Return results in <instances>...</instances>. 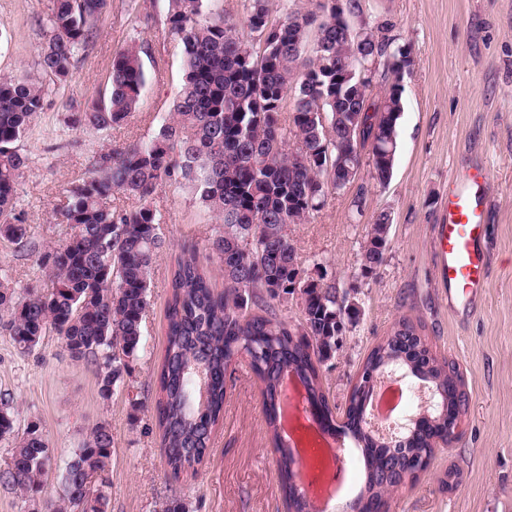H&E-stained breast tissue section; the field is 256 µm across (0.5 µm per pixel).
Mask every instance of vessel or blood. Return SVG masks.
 <instances>
[{
    "mask_svg": "<svg viewBox=\"0 0 512 512\" xmlns=\"http://www.w3.org/2000/svg\"><path fill=\"white\" fill-rule=\"evenodd\" d=\"M487 178L480 166L454 176L434 230V278L454 304L472 299L486 283L490 258L484 249L486 226L480 203Z\"/></svg>",
    "mask_w": 512,
    "mask_h": 512,
    "instance_id": "vessel-or-blood-1",
    "label": "vessel or blood"
}]
</instances>
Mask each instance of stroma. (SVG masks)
<instances>
[{
    "mask_svg": "<svg viewBox=\"0 0 512 512\" xmlns=\"http://www.w3.org/2000/svg\"><path fill=\"white\" fill-rule=\"evenodd\" d=\"M128 19L125 0H112L89 48L74 61L70 82L52 90L32 134L22 143L29 165L17 187L16 215L40 245L69 233L60 224L69 184L85 176L96 153L152 135L182 80L181 45L165 24L167 0H139ZM52 0H0V74L37 76V51ZM370 24L389 21L395 46L412 64L403 76V111L387 183L363 159L362 207L355 187L328 195L308 222L288 227L303 277L334 285L357 305L336 353L321 363L324 391L343 415L357 372L370 351L407 319L441 360L455 362L469 397L456 439L436 449L417 481L388 496L389 512H512V0H366ZM144 46L149 73L138 112L102 133L68 128L105 89L118 50ZM488 169L483 293L450 308L433 277L430 242L448 196V178L473 166ZM167 243L151 278L142 346L110 398L98 393L92 364L73 359L47 333L21 352L0 333V395L11 398L15 429L0 438V470L29 422L51 451L46 495L58 499L60 475L83 439L100 423L112 429L106 512H163L180 498L186 512H288L276 458L266 435L262 384L245 361L224 375V416L196 476L173 479L160 447L154 381L166 344L168 276L181 246H195L215 288L224 270L211 249L224 231L194 191L168 184L151 200ZM391 216L385 261L365 278L360 264L375 217ZM45 273L34 255L0 239V284L24 298Z\"/></svg>",
    "mask_w": 512,
    "mask_h": 512,
    "instance_id": "obj_1",
    "label": "stroma"
}]
</instances>
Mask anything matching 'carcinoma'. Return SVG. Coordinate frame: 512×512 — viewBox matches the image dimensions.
I'll return each instance as SVG.
<instances>
[{
  "label": "carcinoma",
  "mask_w": 512,
  "mask_h": 512,
  "mask_svg": "<svg viewBox=\"0 0 512 512\" xmlns=\"http://www.w3.org/2000/svg\"><path fill=\"white\" fill-rule=\"evenodd\" d=\"M209 2L168 0L166 25L182 46L180 90L150 137L94 155L87 175L71 183L59 211L60 223L71 232L58 247L40 249L15 215L16 187L28 168L20 142L43 112L49 87L28 76H0V238L38 254L47 276L23 300L0 289V310L7 313L0 330L28 352L30 338L52 324L72 358L96 366L99 394L110 398L140 348L151 275L165 246L149 200L163 186L187 181L202 206L224 224L212 249L222 263L225 287L222 292L213 287L196 247L181 248L170 272L167 340L155 397L160 445L172 477L197 474L207 459L224 413V371L243 353L264 384L265 420L294 512H305L306 502L294 481L296 457L279 434V388L289 371L303 384L323 427L352 435L362 448L366 483L358 512H387L390 488L414 482L415 466L430 464L436 439L448 432V413L467 410L455 363L438 360L413 325L398 321L367 356L337 425L317 365L336 351L345 320H354L356 311L342 310L336 286L306 279L299 289L304 315L299 332L278 319L268 300L292 293L299 268L285 225L302 224L321 208L329 190L337 188L330 174L336 164H359L370 149L377 178L388 180L394 163L388 150L396 147L403 92L396 75L410 67V54H399L373 75L384 82L378 96L358 93L341 102L358 119L360 142L341 133L328 143L314 114L333 117L354 63L385 58L384 44L348 35L330 0H321L317 13L294 11L278 22L270 19V0H252L247 23L258 36L255 46L210 12ZM109 6V0H55L36 60L51 85L67 84L74 57L89 47ZM143 54L136 45L117 52L106 96L71 113L68 124L105 132L125 123L148 82ZM289 97L292 118L286 125L282 112ZM116 195L135 197L139 205L118 209L112 206ZM389 227V215L379 213L363 247L362 275L384 263ZM247 293L259 312L246 313ZM397 367L430 383L447 413L427 412L392 445L367 431L361 415L369 378ZM13 430L10 400L0 397V438ZM111 461L112 431L100 423L67 463L62 481L69 486L58 501L48 500V512H106L107 495L90 496L86 481L109 471ZM50 462L44 440L28 433L11 466L0 473V483L33 501L44 490Z\"/></svg>",
  "instance_id": "obj_1"
}]
</instances>
